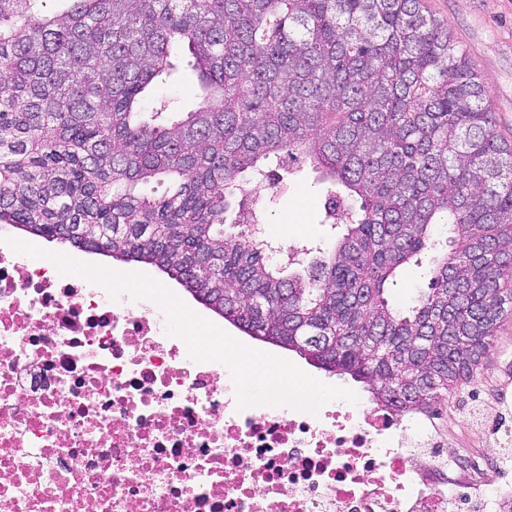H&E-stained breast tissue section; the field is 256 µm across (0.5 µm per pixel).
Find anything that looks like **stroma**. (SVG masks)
<instances>
[{
	"instance_id": "stroma-1",
	"label": "stroma",
	"mask_w": 512,
	"mask_h": 512,
	"mask_svg": "<svg viewBox=\"0 0 512 512\" xmlns=\"http://www.w3.org/2000/svg\"><path fill=\"white\" fill-rule=\"evenodd\" d=\"M427 9L448 28L486 82L493 102L499 134L512 142V0H425ZM169 78L152 83L141 110L144 120L166 123L169 113L189 112L202 101L197 72L188 50L172 58ZM317 173L307 164L291 165L281 172L275 187H256L248 204L264 219V231L274 246L325 235L324 193ZM225 332L240 343L274 356H287L306 374L320 381L353 390L364 404L372 396L364 385L328 374L307 365L296 353L248 340L232 325ZM432 420L449 447L481 462L485 472L473 480L468 466L450 467L449 486L463 485L475 495L488 489L512 496V314L504 317L494 347L483 360L473 380L449 394ZM499 429L498 445H490L485 433Z\"/></svg>"
}]
</instances>
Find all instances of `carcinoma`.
<instances>
[{"instance_id":"obj_1","label":"carcinoma","mask_w":512,"mask_h":512,"mask_svg":"<svg viewBox=\"0 0 512 512\" xmlns=\"http://www.w3.org/2000/svg\"><path fill=\"white\" fill-rule=\"evenodd\" d=\"M47 2L0 0V224L152 265L400 416L473 379L512 306V144L423 0ZM182 46L201 105L139 119ZM273 160L329 184L331 234L284 260L244 202ZM426 254L428 288L394 309ZM427 266L411 262L401 267L395 277L397 285L386 290L390 304L405 307L421 288H427Z\"/></svg>"}]
</instances>
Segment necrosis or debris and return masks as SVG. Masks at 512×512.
I'll return each instance as SVG.
<instances>
[{"label":"necrosis or debris","instance_id":"4bbe7bcc","mask_svg":"<svg viewBox=\"0 0 512 512\" xmlns=\"http://www.w3.org/2000/svg\"><path fill=\"white\" fill-rule=\"evenodd\" d=\"M0 226V512H472L421 416L236 406L159 304L15 253Z\"/></svg>","mask_w":512,"mask_h":512}]
</instances>
